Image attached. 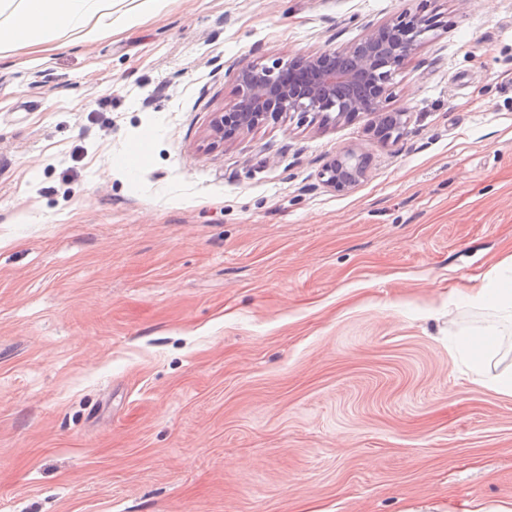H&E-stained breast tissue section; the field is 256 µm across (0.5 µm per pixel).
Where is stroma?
Instances as JSON below:
<instances>
[{"mask_svg":"<svg viewBox=\"0 0 512 512\" xmlns=\"http://www.w3.org/2000/svg\"><path fill=\"white\" fill-rule=\"evenodd\" d=\"M410 5L168 0L0 42V512H512V396L448 349L512 258V0H438L397 142L206 146L240 65ZM360 145L369 177L324 186ZM117 1H131L134 3L133 7L125 11L121 18L122 24L129 28L139 24L142 18L150 13L160 11L165 1L167 0H117ZM371 171V155L366 147L336 151L322 166L319 178L337 193L353 191Z\"/></svg>","mask_w":512,"mask_h":512,"instance_id":"35a3bbf8","label":"stroma"}]
</instances>
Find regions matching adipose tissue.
Returning a JSON list of instances; mask_svg holds the SVG:
<instances>
[{
	"label": "adipose tissue",
	"instance_id": "1",
	"mask_svg": "<svg viewBox=\"0 0 512 512\" xmlns=\"http://www.w3.org/2000/svg\"><path fill=\"white\" fill-rule=\"evenodd\" d=\"M113 25L112 0H0V26L21 47L33 46L35 33L42 30L88 42ZM466 301L489 317L478 332L455 338L452 349L468 356L471 371L489 387L512 396V370L495 374L487 370L504 323H512V260L498 265L496 276L474 288Z\"/></svg>",
	"mask_w": 512,
	"mask_h": 512
}]
</instances>
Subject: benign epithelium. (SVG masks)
<instances>
[{
  "label": "benign epithelium",
  "instance_id": "benign-epithelium-1",
  "mask_svg": "<svg viewBox=\"0 0 512 512\" xmlns=\"http://www.w3.org/2000/svg\"><path fill=\"white\" fill-rule=\"evenodd\" d=\"M416 2L389 21L365 25L361 36L346 44L240 67L234 74V105L210 120V146L231 143L287 115L319 129L370 115V139L396 140L389 126L402 135L410 116L388 107L394 76L433 32L447 26L434 7L436 0ZM370 171L371 155L360 146L337 151L323 164L319 178L334 191L348 193Z\"/></svg>",
  "mask_w": 512,
  "mask_h": 512
}]
</instances>
